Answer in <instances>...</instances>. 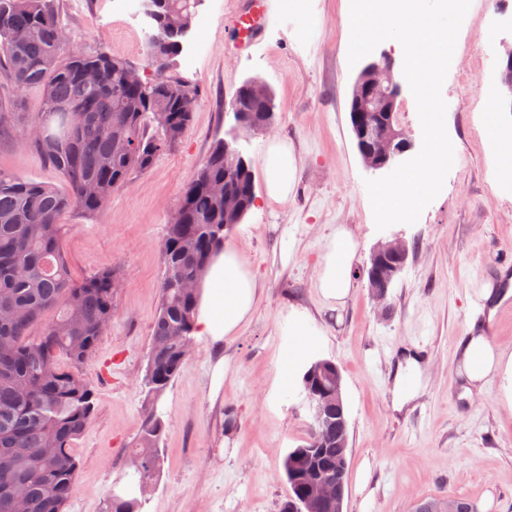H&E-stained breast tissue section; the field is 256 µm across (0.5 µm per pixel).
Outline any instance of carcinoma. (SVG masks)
Returning a JSON list of instances; mask_svg holds the SVG:
<instances>
[{
	"label": "carcinoma",
	"mask_w": 512,
	"mask_h": 512,
	"mask_svg": "<svg viewBox=\"0 0 512 512\" xmlns=\"http://www.w3.org/2000/svg\"><path fill=\"white\" fill-rule=\"evenodd\" d=\"M190 0H162L148 39L152 60L167 66L182 50L192 25ZM63 20L51 0H0V131L19 119L11 89H41L44 106L31 139L35 150L68 184L61 192L44 182L0 170V512H65L79 461L73 443L91 425L96 391L81 369L114 317L117 272L107 267L72 280L62 248L64 212L94 217L131 175L143 173L178 145L192 121L188 86L164 73L148 97L128 77L121 57L61 43ZM85 70L99 79L88 84ZM128 147L115 148L114 137ZM225 183L241 200L239 218L252 209L256 183L249 165L224 171V140L211 150L184 189L181 219L166 225L160 303L155 315L143 389L150 402L136 447L130 449L125 490L112 491L105 512H141L147 489L160 474L163 424L155 402L184 367L180 338L195 340L196 288L213 255L224 247ZM338 366L316 360L303 388L330 390ZM346 448L336 446V412L311 431L283 461L288 497L279 512L308 509L306 481L320 474L346 483ZM430 512H476L461 498L426 499Z\"/></svg>",
	"instance_id": "obj_1"
}]
</instances>
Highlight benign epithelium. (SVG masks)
<instances>
[{
	"label": "benign epithelium",
	"instance_id": "benign-epithelium-1",
	"mask_svg": "<svg viewBox=\"0 0 512 512\" xmlns=\"http://www.w3.org/2000/svg\"><path fill=\"white\" fill-rule=\"evenodd\" d=\"M395 62L386 56L380 60L367 62L358 72L352 86L350 100V121L355 144L365 166L374 171L391 172L403 162L414 148L411 135L399 122L401 85L394 79ZM502 83L507 90L509 110L512 111V52L502 59ZM386 79L393 84L390 94L377 99H369L368 91ZM247 88L251 98L265 106L264 120L252 126L255 132H262L274 125L276 113L270 101V93L263 84L250 81ZM409 249L406 242L395 237L379 243L370 258L371 283L374 292L381 296L386 290L377 288V284L392 282L407 265ZM319 400L315 403L314 421L323 424L331 405L341 406L342 388L336 384V391L317 392ZM314 489V503L322 504L336 501L341 504L342 491L339 483L330 478L319 477L310 482Z\"/></svg>",
	"mask_w": 512,
	"mask_h": 512
}]
</instances>
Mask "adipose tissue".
<instances>
[{"instance_id":"1","label":"adipose tissue","mask_w":512,"mask_h":512,"mask_svg":"<svg viewBox=\"0 0 512 512\" xmlns=\"http://www.w3.org/2000/svg\"><path fill=\"white\" fill-rule=\"evenodd\" d=\"M263 167L268 195L287 197L293 186L296 160L287 143L272 141L265 153ZM356 245L349 230L335 229L322 257L317 286L325 300L344 304L352 290V272ZM263 284L252 273L240 252L224 248L210 263L200 284L197 306V333L211 342L221 343L237 336L252 319ZM285 348L279 359L276 388L299 381L309 365L318 339L315 320L307 312L295 310L288 316ZM461 358L467 380L483 385L489 376H505L512 384V354L494 349L487 337H467L461 345Z\"/></svg>"}]
</instances>
